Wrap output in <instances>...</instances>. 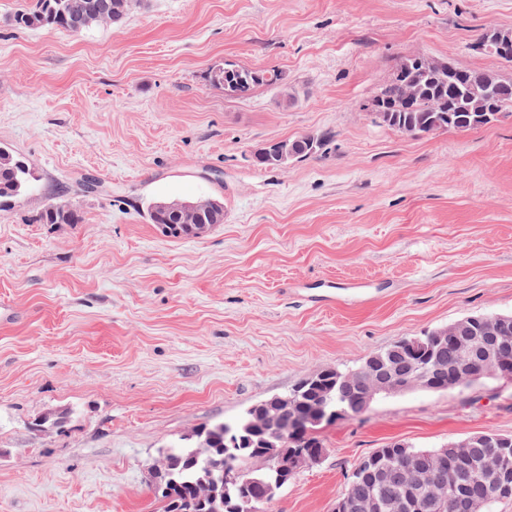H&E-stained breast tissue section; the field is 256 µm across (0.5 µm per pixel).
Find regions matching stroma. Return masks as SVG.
Here are the masks:
<instances>
[{
	"mask_svg": "<svg viewBox=\"0 0 512 512\" xmlns=\"http://www.w3.org/2000/svg\"><path fill=\"white\" fill-rule=\"evenodd\" d=\"M24 5L0 0V147L35 176L0 209V512H159L148 465L193 428L512 313V112L425 138L367 114L409 55L511 77L474 45L512 31V0H140L80 32L15 28ZM227 64L282 81L232 97L211 80ZM305 133L322 152L254 164ZM201 197L226 213L204 237L149 221ZM50 205L80 222L42 223ZM352 280L368 298L322 302ZM486 431L512 435V380L379 395L266 512H333L359 457ZM261 154L272 163L280 165L282 168H286L288 164V146L285 141H275L271 144L254 152L253 155ZM253 162L256 166L265 169H280L279 167H272V164L266 160L254 159Z\"/></svg>",
	"mask_w": 512,
	"mask_h": 512,
	"instance_id": "35a3bbf8",
	"label": "stroma"
}]
</instances>
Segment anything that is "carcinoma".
I'll return each mask as SVG.
<instances>
[{"label":"carcinoma","instance_id":"cac0c4a2","mask_svg":"<svg viewBox=\"0 0 512 512\" xmlns=\"http://www.w3.org/2000/svg\"><path fill=\"white\" fill-rule=\"evenodd\" d=\"M139 0H33L26 9L14 17L19 29L31 27H52L70 31H81L99 23L115 24L136 7ZM416 57L400 61L391 77L383 84L372 100V111L388 116L383 125L404 132L408 128L416 130L420 136H428L438 130L469 131L486 126L498 120L499 113L488 109L482 97V85L492 82L501 92L512 98V78H504L496 73L478 69L458 67L456 71L468 78L475 89L473 96L463 101L458 98L452 85L448 84V70L435 68L425 76L413 78V73L405 70V65L413 64ZM214 81L224 86L230 96L245 97L261 84H275L280 81L276 70H249L227 64L214 74ZM326 145V139L314 134H302L294 138V147L299 150L295 159L308 158ZM34 180L30 167L7 150H0V205L8 203L24 194ZM151 223L160 227L165 235L174 238L189 236L179 221L168 223L158 217L154 208H149ZM45 224H77L80 216L62 206H49L41 213ZM500 315H474L472 320L461 318L445 326L448 341L438 343L432 333L416 339V345L407 348L398 341L388 348L375 352L387 368L386 375L407 377L415 363L423 358L435 359L442 363V378L453 379L464 369L479 380L488 374L484 367L479 346L482 337L488 335L498 324ZM487 349L497 360L495 375L512 379V343L489 345ZM364 365L346 368H327L313 377L299 391L290 390L294 398L293 415L302 417L305 412L322 400L328 401L326 410L342 408L352 416L367 411L360 403V395L369 387L362 372ZM329 419L313 425L299 423L285 434L284 450L301 448L312 454L326 451L319 430ZM215 426H202L194 429L191 436L183 438V443L175 448L159 452L165 461V480L171 483V493H158L162 512H241L248 503L271 488L275 495L291 483L301 468L288 457L272 456L261 446L258 439L248 435L245 438L235 465L241 472L239 478L225 485L229 504L213 505L210 493L220 487L214 483L219 471L216 466L224 457V434L214 432ZM210 448L207 453H197L199 442ZM439 448H417L401 442H391L382 448L358 459L352 471L371 470V475L358 479L352 475L341 497L347 512H359L356 505L364 499L376 498L380 501L381 512H395L394 505L400 498L410 497L411 487L402 467L404 458H414V476L422 477L440 465ZM447 458L459 460L455 470L445 472L439 486L431 491L428 505L415 512H459L455 504V490L462 483L469 484L472 495L479 498V512H489L490 507L501 501H511L510 495H491L477 478L487 467L512 475V447L500 448L491 442L473 441L466 448H447Z\"/></svg>","mask_w":512,"mask_h":512}]
</instances>
